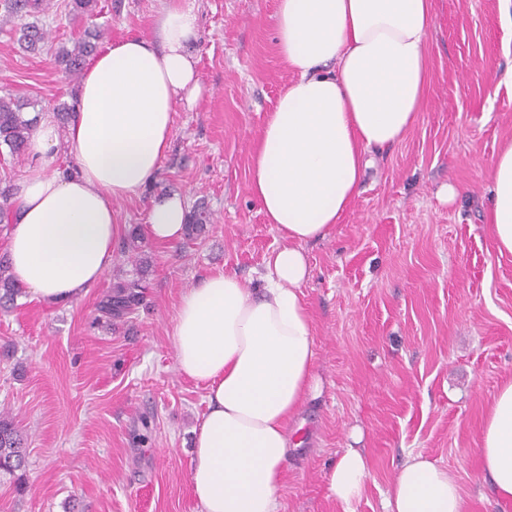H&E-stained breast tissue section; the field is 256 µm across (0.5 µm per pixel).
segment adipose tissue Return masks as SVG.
<instances>
[{
	"label": "adipose tissue",
	"mask_w": 512,
	"mask_h": 512,
	"mask_svg": "<svg viewBox=\"0 0 512 512\" xmlns=\"http://www.w3.org/2000/svg\"><path fill=\"white\" fill-rule=\"evenodd\" d=\"M434 23L433 0H277L275 41L294 76L257 136L249 189L281 242L261 284L219 271L184 292L170 331L177 370L206 391L192 444L200 512H279L290 425L320 387L303 246L327 237L350 210L372 166L369 148L398 142L415 124ZM197 37L195 0H168L151 35L114 41L89 61L66 126L39 115L31 153L47 158L67 147L74 171L34 165L15 190L8 255L33 297L79 300L111 269L127 230L118 203L151 184L177 104L201 93ZM487 179L492 240L512 254V139ZM188 212L181 194L156 195L142 231L176 244ZM478 455L498 499L512 501V381L492 398ZM369 475L356 448L331 466L326 481L344 512ZM386 506L468 512L456 476L420 453L399 467Z\"/></svg>",
	"instance_id": "obj_1"
}]
</instances>
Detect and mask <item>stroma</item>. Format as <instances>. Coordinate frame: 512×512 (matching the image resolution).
<instances>
[{"label": "stroma", "mask_w": 512, "mask_h": 512, "mask_svg": "<svg viewBox=\"0 0 512 512\" xmlns=\"http://www.w3.org/2000/svg\"><path fill=\"white\" fill-rule=\"evenodd\" d=\"M39 21L40 53L0 27V96L38 112L71 105L78 77L54 59L85 30L104 43L150 35L165 0H98L73 25L63 0ZM203 93L174 116L169 152L122 223L178 191L213 222L194 243L143 241L141 268L115 256L77 301L21 293L0 310V414L24 438L23 477L0 475V512H199L192 429L202 384L180 374L169 331L182 293L217 271L258 280L279 234L249 190L253 143L291 78L274 41L276 0H196ZM422 112L373 165L351 210L306 244L303 288L317 340L319 394L294 424L281 512H343L325 474L360 446L371 474L354 512H383L408 452L454 472L468 512H512L485 480L478 445L490 400L512 380V254L487 226V168L512 137V29L496 0H434ZM458 187L455 201L442 190ZM141 276L144 300L123 321L100 306L110 285Z\"/></svg>", "instance_id": "stroma-1"}]
</instances>
